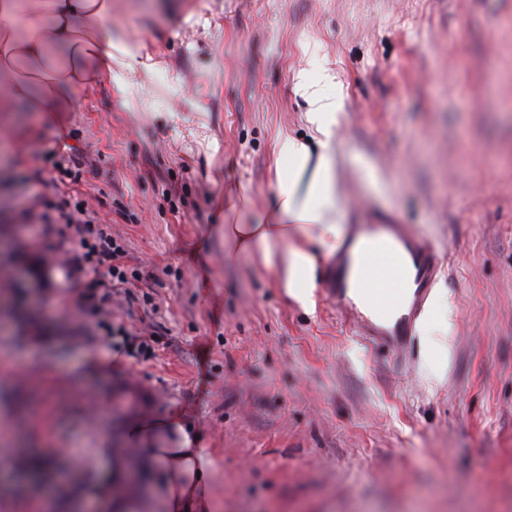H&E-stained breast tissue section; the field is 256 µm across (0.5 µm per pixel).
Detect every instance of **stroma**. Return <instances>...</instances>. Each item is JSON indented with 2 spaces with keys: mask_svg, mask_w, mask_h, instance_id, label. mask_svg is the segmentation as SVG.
I'll list each match as a JSON object with an SVG mask.
<instances>
[{
  "mask_svg": "<svg viewBox=\"0 0 512 512\" xmlns=\"http://www.w3.org/2000/svg\"><path fill=\"white\" fill-rule=\"evenodd\" d=\"M112 40L132 54L58 120L0 112V430L84 468L95 389L105 420L184 411L222 512H512V0H113ZM285 136L329 155L331 221L441 251L406 357L352 336L320 277L302 301L262 255L225 261ZM60 201L125 251L108 303L40 220ZM15 453L0 512H40ZM305 91L315 107L316 112H311L313 120L323 129L325 136H330V126L335 117L336 102L326 101L310 85L305 87Z\"/></svg>",
  "mask_w": 512,
  "mask_h": 512,
  "instance_id": "1",
  "label": "stroma"
}]
</instances>
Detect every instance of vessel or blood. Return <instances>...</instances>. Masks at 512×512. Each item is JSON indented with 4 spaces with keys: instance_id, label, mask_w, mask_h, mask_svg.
<instances>
[{
    "instance_id": "b4317fda",
    "label": "vessel or blood",
    "mask_w": 512,
    "mask_h": 512,
    "mask_svg": "<svg viewBox=\"0 0 512 512\" xmlns=\"http://www.w3.org/2000/svg\"><path fill=\"white\" fill-rule=\"evenodd\" d=\"M350 245L326 269L325 293L351 332L392 353L409 349L443 272L440 251L409 225L349 227Z\"/></svg>"
}]
</instances>
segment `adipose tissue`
I'll list each match as a JSON object with an SVG mask.
<instances>
[{
  "label": "adipose tissue",
  "mask_w": 512,
  "mask_h": 512,
  "mask_svg": "<svg viewBox=\"0 0 512 512\" xmlns=\"http://www.w3.org/2000/svg\"><path fill=\"white\" fill-rule=\"evenodd\" d=\"M111 18L112 0H0V112L26 101L48 119L66 111L69 93L111 75L112 38L101 33ZM279 152L288 168L278 181L273 223L225 225L224 254L261 253L285 288L301 296L315 269L303 241L331 253L339 238L325 220L334 207L330 166L319 158L302 195L307 148L286 137ZM99 441L96 467L72 477L78 503L96 512H216L213 460L181 410L140 411Z\"/></svg>",
  "instance_id": "adipose-tissue-1"
}]
</instances>
